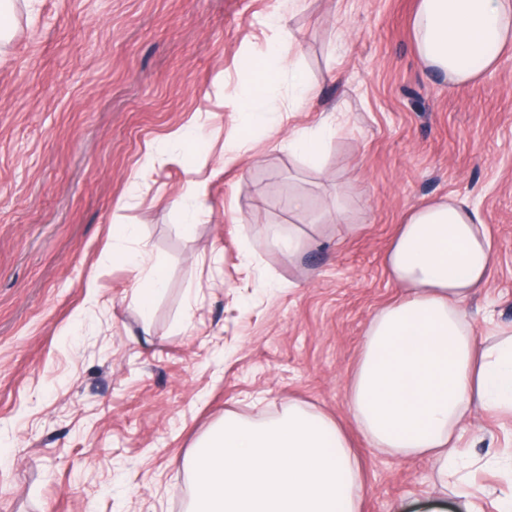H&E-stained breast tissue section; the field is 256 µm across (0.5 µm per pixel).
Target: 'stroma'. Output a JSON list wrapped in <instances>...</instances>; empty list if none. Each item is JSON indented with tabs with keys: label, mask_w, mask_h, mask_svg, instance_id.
I'll use <instances>...</instances> for the list:
<instances>
[{
	"label": "stroma",
	"mask_w": 512,
	"mask_h": 512,
	"mask_svg": "<svg viewBox=\"0 0 512 512\" xmlns=\"http://www.w3.org/2000/svg\"><path fill=\"white\" fill-rule=\"evenodd\" d=\"M417 7L0 0V512H184L194 442L225 414L292 404L344 425L363 512L435 501L430 460L370 448L349 384L399 293L384 266L397 226L433 199L487 225L475 335L512 325V49L449 85L418 57ZM282 30L318 94L290 101L280 81L288 120L242 129L243 70ZM328 117L318 161L282 147ZM238 136L247 150L225 160ZM115 224L163 268L149 308ZM460 432L462 477L512 490V416L476 411Z\"/></svg>",
	"instance_id": "1"
}]
</instances>
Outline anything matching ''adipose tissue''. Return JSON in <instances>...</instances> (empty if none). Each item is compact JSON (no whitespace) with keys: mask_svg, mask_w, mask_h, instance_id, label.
I'll return each instance as SVG.
<instances>
[{"mask_svg":"<svg viewBox=\"0 0 512 512\" xmlns=\"http://www.w3.org/2000/svg\"><path fill=\"white\" fill-rule=\"evenodd\" d=\"M282 34L250 64L249 87L236 106L244 126L282 120L270 90L291 78L294 100L315 97ZM417 53L454 86L491 69L512 44V0H419ZM141 270L136 295L149 307L163 283L159 264L121 252ZM401 297L370 322L350 381L353 415L372 447L424 455L439 487H452L468 512L484 504L457 480L469 450L457 432L476 410L512 414V331L477 342L464 306L488 280L492 244L480 211L448 198L413 210L384 260ZM194 485L186 512H360L362 465L342 424L295 406L255 423L225 416L185 458Z\"/></svg>","mask_w":512,"mask_h":512,"instance_id":"adipose-tissue-1","label":"adipose tissue"}]
</instances>
